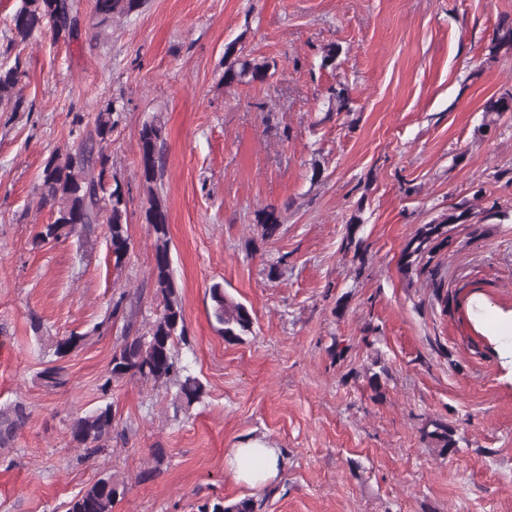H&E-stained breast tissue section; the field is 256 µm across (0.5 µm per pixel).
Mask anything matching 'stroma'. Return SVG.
Listing matches in <instances>:
<instances>
[{
  "mask_svg": "<svg viewBox=\"0 0 512 512\" xmlns=\"http://www.w3.org/2000/svg\"><path fill=\"white\" fill-rule=\"evenodd\" d=\"M83 4L76 36L47 26L17 44L20 0H0V64L22 87L0 106V407L30 410L0 448V512H65L108 474L125 483L114 512H196L215 497L262 512H512V335L494 327L512 317V222L452 225L431 273L399 264L418 225L476 191L512 208V112L483 126L487 100L512 87V55L489 52L512 0H145L98 41ZM231 46L276 62L275 76L225 84ZM110 102L104 176L122 185L126 256L103 224L35 244L52 220L47 161ZM153 120L187 326L176 350L206 387L188 408L136 378L101 389L113 350L161 310L139 169ZM269 205L280 230L266 241ZM352 222L361 263L342 249ZM216 283L252 315L242 340L218 330ZM72 333L83 344L56 359ZM57 361L66 383L53 389L40 374ZM106 403L112 439L81 459L72 420ZM429 418L454 428L451 453L422 436ZM256 440L282 456L261 487L229 466ZM155 448L167 459L139 480Z\"/></svg>",
  "mask_w": 512,
  "mask_h": 512,
  "instance_id": "obj_1",
  "label": "stroma"
}]
</instances>
